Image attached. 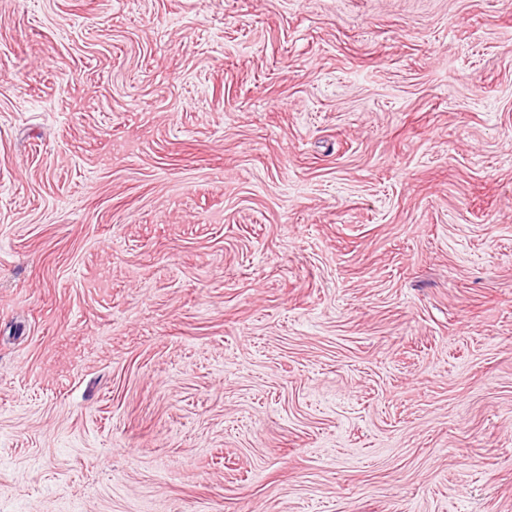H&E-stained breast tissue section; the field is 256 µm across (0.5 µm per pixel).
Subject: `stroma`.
Instances as JSON below:
<instances>
[{
	"mask_svg": "<svg viewBox=\"0 0 512 512\" xmlns=\"http://www.w3.org/2000/svg\"><path fill=\"white\" fill-rule=\"evenodd\" d=\"M0 512H512V0H0Z\"/></svg>",
	"mask_w": 512,
	"mask_h": 512,
	"instance_id": "obj_1",
	"label": "stroma"
}]
</instances>
